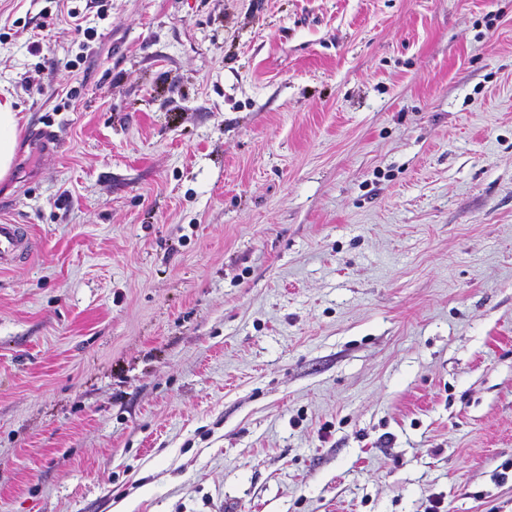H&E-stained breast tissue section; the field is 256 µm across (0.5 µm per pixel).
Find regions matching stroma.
I'll use <instances>...</instances> for the list:
<instances>
[{"label": "stroma", "mask_w": 512, "mask_h": 512, "mask_svg": "<svg viewBox=\"0 0 512 512\" xmlns=\"http://www.w3.org/2000/svg\"><path fill=\"white\" fill-rule=\"evenodd\" d=\"M59 5L0 0V512H512V0ZM18 115L12 100L7 97L0 102V179L11 170L18 138ZM30 241L21 224H0V268L20 257H31Z\"/></svg>", "instance_id": "1"}]
</instances>
